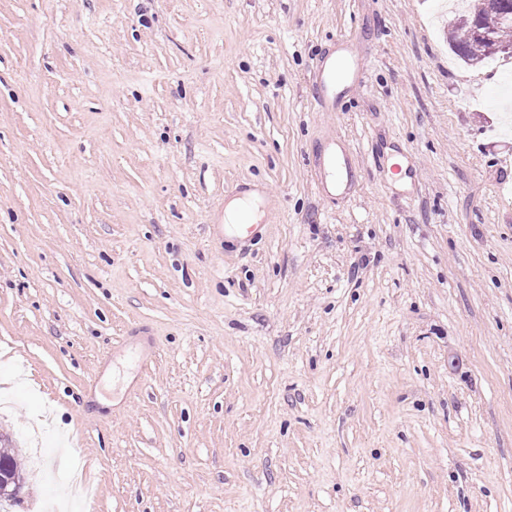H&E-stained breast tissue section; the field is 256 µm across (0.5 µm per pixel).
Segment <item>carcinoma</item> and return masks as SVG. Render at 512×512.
<instances>
[{"label":"carcinoma","instance_id":"cac0c4a2","mask_svg":"<svg viewBox=\"0 0 512 512\" xmlns=\"http://www.w3.org/2000/svg\"><path fill=\"white\" fill-rule=\"evenodd\" d=\"M475 25L489 31L498 42L512 38V0H474L472 11L453 26L448 35L449 43L468 64L497 56V52L492 50V43L472 36ZM0 476L24 481L21 465L12 448L0 447Z\"/></svg>","mask_w":512,"mask_h":512}]
</instances>
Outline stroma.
I'll return each instance as SVG.
<instances>
[{"instance_id": "stroma-1", "label": "stroma", "mask_w": 512, "mask_h": 512, "mask_svg": "<svg viewBox=\"0 0 512 512\" xmlns=\"http://www.w3.org/2000/svg\"><path fill=\"white\" fill-rule=\"evenodd\" d=\"M450 2L0 0L8 512H512V58ZM330 57V63L327 66L323 63L313 76L320 94V104L325 112H334L344 86L357 80L364 66L362 57L352 49L345 56L336 54L335 51ZM258 219V208H255L252 201L235 199L227 204L224 215L227 224L220 228L224 232V237L229 234L234 239L247 240L257 234L259 224L253 223ZM243 221H248L251 224H243ZM0 475L1 480L2 477H17L20 482L23 481L24 483L21 465L18 461L14 448H6V446H2V444H0Z\"/></svg>"}]
</instances>
